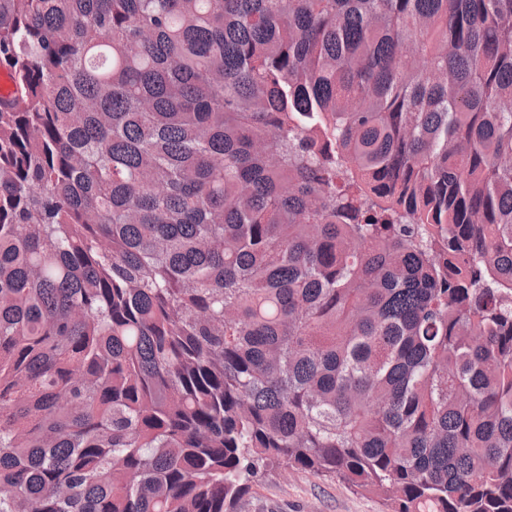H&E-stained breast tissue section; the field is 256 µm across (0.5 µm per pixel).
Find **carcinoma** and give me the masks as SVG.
<instances>
[{"mask_svg": "<svg viewBox=\"0 0 512 512\" xmlns=\"http://www.w3.org/2000/svg\"><path fill=\"white\" fill-rule=\"evenodd\" d=\"M0 72V512H512V0H0ZM238 512H385L372 496L354 494L337 480L287 467L267 468L238 506Z\"/></svg>", "mask_w": 512, "mask_h": 512, "instance_id": "cac0c4a2", "label": "carcinoma"}]
</instances>
